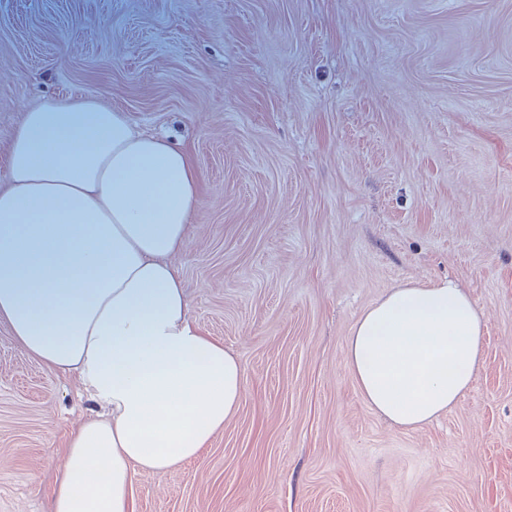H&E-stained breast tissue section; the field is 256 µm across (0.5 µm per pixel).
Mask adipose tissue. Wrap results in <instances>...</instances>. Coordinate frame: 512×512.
<instances>
[{"label":"adipose tissue","mask_w":512,"mask_h":512,"mask_svg":"<svg viewBox=\"0 0 512 512\" xmlns=\"http://www.w3.org/2000/svg\"><path fill=\"white\" fill-rule=\"evenodd\" d=\"M0 186V321L76 375L96 410L70 432L50 512H137L135 477L196 458L238 410L246 376L193 320L173 263L199 174L171 142L86 98L23 112ZM484 320L449 280L391 289L355 323L345 364L405 429L469 389Z\"/></svg>","instance_id":"1"}]
</instances>
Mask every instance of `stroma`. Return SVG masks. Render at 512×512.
I'll return each instance as SVG.
<instances>
[{
    "label": "stroma",
    "instance_id": "35a3bbf8",
    "mask_svg": "<svg viewBox=\"0 0 512 512\" xmlns=\"http://www.w3.org/2000/svg\"><path fill=\"white\" fill-rule=\"evenodd\" d=\"M93 98L200 174L175 262L246 389L137 512H512V0H0V183L28 107ZM485 322L470 389L416 430L344 364L389 289ZM93 409L0 322V512H49Z\"/></svg>",
    "mask_w": 512,
    "mask_h": 512
}]
</instances>
